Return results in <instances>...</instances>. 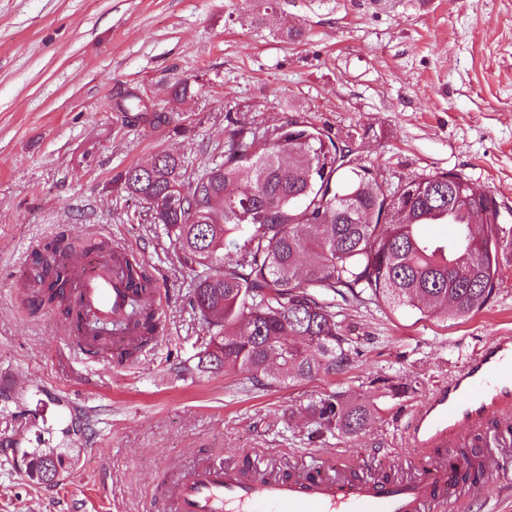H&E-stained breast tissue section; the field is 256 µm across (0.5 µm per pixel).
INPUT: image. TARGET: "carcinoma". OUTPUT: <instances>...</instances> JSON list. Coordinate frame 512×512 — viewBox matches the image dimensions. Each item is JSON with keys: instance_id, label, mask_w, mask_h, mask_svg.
I'll list each match as a JSON object with an SVG mask.
<instances>
[{"instance_id": "obj_1", "label": "carcinoma", "mask_w": 512, "mask_h": 512, "mask_svg": "<svg viewBox=\"0 0 512 512\" xmlns=\"http://www.w3.org/2000/svg\"><path fill=\"white\" fill-rule=\"evenodd\" d=\"M195 81L178 77L170 101L192 95ZM132 123L162 125L139 94L116 103ZM224 152L197 168L187 157L158 152L118 180L147 205L152 223L172 239L191 272L192 305L208 324L198 367L239 369L258 389L342 372L355 340L338 320L336 298L402 306L424 317L465 320L493 298L498 255L512 248L500 204L487 191L473 194L461 176L436 172L383 185L370 166L345 160L346 141L325 127L291 119L263 125L227 116ZM422 224H445L449 235L425 239ZM104 242L46 244L53 255ZM41 304L67 299L68 270L37 259ZM129 287H154L142 263L125 260ZM131 329L145 345L157 335V311L137 303ZM319 428L351 438L376 407L325 392L306 405ZM36 479L51 482L62 456L23 453Z\"/></svg>"}]
</instances>
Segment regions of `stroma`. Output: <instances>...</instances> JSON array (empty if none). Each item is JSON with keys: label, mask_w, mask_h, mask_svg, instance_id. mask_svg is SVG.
<instances>
[{"label": "stroma", "mask_w": 512, "mask_h": 512, "mask_svg": "<svg viewBox=\"0 0 512 512\" xmlns=\"http://www.w3.org/2000/svg\"><path fill=\"white\" fill-rule=\"evenodd\" d=\"M0 0V512H150L160 475L212 458L297 466L341 458L387 478L419 452L395 415L493 337L512 334V249L494 297L465 320L387 305L341 312L357 342L343 372L264 391L241 371L198 370L206 324L173 242L118 176L159 151L201 165L224 116L303 118L356 133V155L388 183L448 171L492 191L512 227V0ZM292 28L301 40L286 38ZM195 94L169 102L174 78ZM137 92L172 124H126ZM118 242L160 289L163 335L121 367L81 371L62 314L30 311L17 282L31 244L59 234ZM388 377L410 384L391 398ZM324 391L370 400L358 436H315L303 407ZM52 448L58 482L29 477L22 451ZM466 491L472 512H512V448Z\"/></svg>", "instance_id": "obj_1"}]
</instances>
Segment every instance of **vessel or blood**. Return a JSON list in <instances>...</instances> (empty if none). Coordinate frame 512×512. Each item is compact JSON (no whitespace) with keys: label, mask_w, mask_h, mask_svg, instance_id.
Here are the masks:
<instances>
[{"label":"vessel or blood","mask_w":512,"mask_h":512,"mask_svg":"<svg viewBox=\"0 0 512 512\" xmlns=\"http://www.w3.org/2000/svg\"><path fill=\"white\" fill-rule=\"evenodd\" d=\"M127 255L115 246L71 264L75 307L67 338L85 363L101 362L104 356L91 326L117 323L127 314ZM492 421L501 428L503 446H511V337H496L412 414L409 438L432 456L415 464L407 478L357 475L342 467L287 472L274 463L260 468L201 462L161 478L159 512H458L464 501L462 481L448 449Z\"/></svg>","instance_id":"b4317fda"}]
</instances>
